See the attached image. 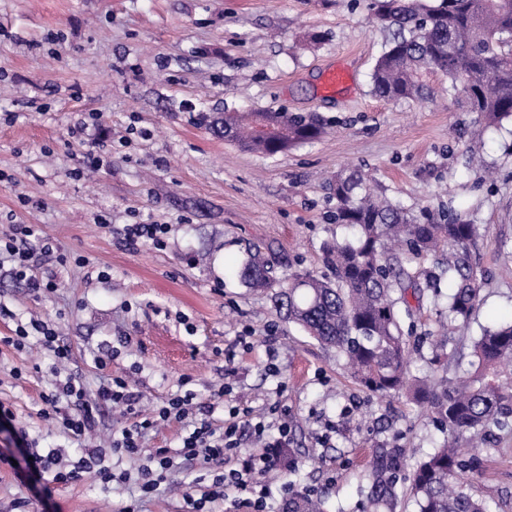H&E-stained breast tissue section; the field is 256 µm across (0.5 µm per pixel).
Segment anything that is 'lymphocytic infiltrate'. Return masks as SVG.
<instances>
[{
    "label": "lymphocytic infiltrate",
    "mask_w": 512,
    "mask_h": 512,
    "mask_svg": "<svg viewBox=\"0 0 512 512\" xmlns=\"http://www.w3.org/2000/svg\"><path fill=\"white\" fill-rule=\"evenodd\" d=\"M33 234L31 226L15 225L13 236L0 243V267L9 266L15 277L27 278L34 295H48L57 289L54 273L49 271L39 277L28 273L32 254L26 242ZM194 398L193 390H185L169 398L151 415L145 416L138 410L125 378L105 379L91 394L79 374L67 373L56 377L53 390L44 394L46 408L42 412L43 417L55 420L64 433L84 443L89 433L97 428L101 410L105 407L123 409L133 415V423L113 437L111 448L85 447L77 465L70 468L60 464L63 449L52 448L48 452H41L29 443L27 432L20 430L16 433L20 454L18 461H11L9 456L3 455L0 456V463L11 464L15 478L22 485L32 489L35 496L48 499L52 497L55 485L77 482L88 475L102 484L111 483L113 474L103 464V458L108 453L137 462L141 490L150 495L165 481L174 458L179 457L199 463L213 473L210 490L198 496L190 491L185 492L183 499L193 512H205L207 504L220 499L230 500L241 512H269L266 496L254 498L250 492L255 477L266 475L279 467L282 450L287 447L289 440L287 422L274 426L266 416L233 407L224 419L223 432H215L208 421L200 420L192 431L182 437L177 451L167 448L145 451L143 442L148 432L163 423L186 419ZM273 427L277 428L278 436L271 440L267 432ZM246 431L257 440V448L248 451L239 467L225 468V458L238 452L241 435Z\"/></svg>",
    "instance_id": "lymphocytic-infiltrate-1"
}]
</instances>
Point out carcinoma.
Masks as SVG:
<instances>
[{
	"label": "carcinoma",
	"instance_id": "carcinoma-1",
	"mask_svg": "<svg viewBox=\"0 0 512 512\" xmlns=\"http://www.w3.org/2000/svg\"><path fill=\"white\" fill-rule=\"evenodd\" d=\"M371 7L388 35L371 76L376 95L425 100L432 93L426 77L437 75L448 81L459 111L475 112L489 126L512 118V0H373ZM212 128L244 150L268 155L324 133L316 115L278 111L254 112L245 121L226 112ZM330 197V221L350 237L324 243L328 273L295 271L278 280L274 254L258 244L242 277L252 288H278L274 299L288 321L335 349L363 390L381 400L414 399L442 434L407 475L405 449H374L361 512H396L404 481L417 512H490L468 473L492 451L491 428L512 420V322L482 329L471 344V369L449 385L408 371L411 351L425 345L436 369L457 363L450 336L469 324L480 302L470 252L479 225L460 214H417L392 202L359 169L337 172ZM446 281L452 292L439 333L404 331L402 317L413 316L410 300L439 306ZM288 509L323 512L321 500L308 493L296 494Z\"/></svg>",
	"mask_w": 512,
	"mask_h": 512
}]
</instances>
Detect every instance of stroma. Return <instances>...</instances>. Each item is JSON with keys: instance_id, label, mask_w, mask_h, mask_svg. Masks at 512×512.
<instances>
[{"instance_id": "35a3bbf8", "label": "stroma", "mask_w": 512, "mask_h": 512, "mask_svg": "<svg viewBox=\"0 0 512 512\" xmlns=\"http://www.w3.org/2000/svg\"><path fill=\"white\" fill-rule=\"evenodd\" d=\"M371 0H0V235L32 224L35 273L59 287L34 297L0 270V337L17 323L53 324L72 349L70 370L89 389L101 374L129 376L143 413L164 405L182 377L197 394L193 416L224 427L243 405L287 410L298 489L325 512H358L373 448H406L407 465L440 433L411 399L380 400L274 306L273 289L246 286L240 270L253 244L277 253L275 270L323 274L322 245L344 239L329 223L325 180L365 168L407 208L461 213L479 224L473 248L481 300L452 337L461 362L482 328L512 320V120L483 127L448 97L386 100L371 73L385 33ZM343 65L348 87L321 90L324 70ZM285 109L327 124L317 140L269 156L215 135L227 112ZM104 142L95 162L71 130ZM166 224L163 248L124 241L128 224ZM51 240L56 254L41 250ZM127 344H120V337ZM116 355L106 370L96 356ZM36 336L0 345V402L38 447L82 454L41 416L54 380ZM492 454L472 478L494 512H512V429L494 431ZM125 480L93 477L30 497L0 464V512H186L177 487L191 464L176 461L158 495L141 497L136 463L107 459Z\"/></svg>"}]
</instances>
